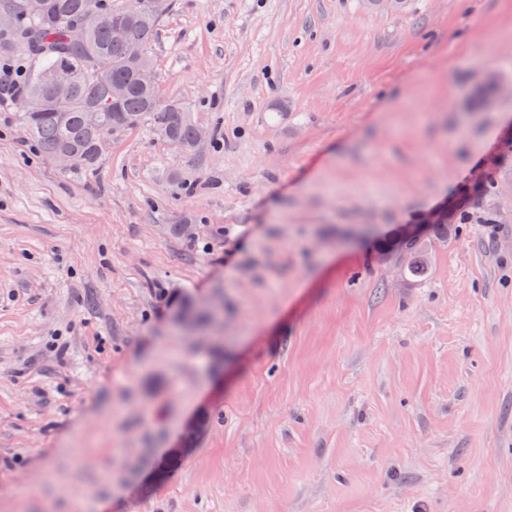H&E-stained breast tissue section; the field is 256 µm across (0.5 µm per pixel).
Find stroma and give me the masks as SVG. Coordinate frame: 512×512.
<instances>
[{
  "label": "stroma",
  "instance_id": "stroma-1",
  "mask_svg": "<svg viewBox=\"0 0 512 512\" xmlns=\"http://www.w3.org/2000/svg\"><path fill=\"white\" fill-rule=\"evenodd\" d=\"M151 52L202 150L65 174L0 106V512H512V0H173ZM441 210H434L419 220L418 224L407 226L402 236L389 248L380 252L379 262L389 267H400L403 255L411 243L422 236V224H428L426 234L420 243L413 244L406 252L403 261V271L412 277H423L429 269L428 256L435 241H445L456 236L459 232L456 224H473L476 216L471 211L469 197L463 196L455 205L454 219L448 224L447 220L436 223L441 218ZM436 223V224H434Z\"/></svg>",
  "mask_w": 512,
  "mask_h": 512
}]
</instances>
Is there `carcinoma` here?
<instances>
[{"mask_svg":"<svg viewBox=\"0 0 512 512\" xmlns=\"http://www.w3.org/2000/svg\"><path fill=\"white\" fill-rule=\"evenodd\" d=\"M125 0H5L0 11H10L15 25L0 29V42L11 44L29 60L23 75L0 84V102L14 104L27 98L32 111L20 113L22 124L42 156L48 160L68 152L75 157L74 171L90 172L100 165L106 140L112 132L148 126L165 130L163 139L189 145L196 125L187 118L189 109L165 98L158 85L141 83V73L156 71L150 45L172 0H148L149 9L129 15ZM84 23L81 41L71 39L70 24ZM138 44L141 55L132 59L126 48ZM125 86L126 94L112 104V84ZM97 113L88 123L86 113ZM476 216L469 197L455 205L453 222L442 220L428 226L421 242L406 252L403 271L423 277L428 256L437 241L459 232Z\"/></svg>","mask_w":512,"mask_h":512,"instance_id":"obj_1","label":"carcinoma"}]
</instances>
